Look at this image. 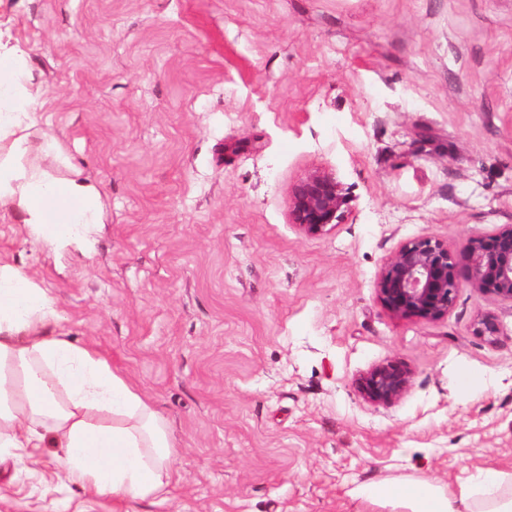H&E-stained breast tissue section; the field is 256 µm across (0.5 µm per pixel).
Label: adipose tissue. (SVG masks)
Returning <instances> with one entry per match:
<instances>
[{"label": "adipose tissue", "instance_id": "adipose-tissue-1", "mask_svg": "<svg viewBox=\"0 0 512 512\" xmlns=\"http://www.w3.org/2000/svg\"><path fill=\"white\" fill-rule=\"evenodd\" d=\"M27 58L0 43V209L17 214L34 241L56 243L73 224L102 221L96 185L28 162L37 98ZM57 231L47 232L49 223ZM53 298L19 270L0 266V451H57L67 480L117 500L165 494L177 457L166 420L91 344L50 330ZM364 497L401 512H512V473L487 469L456 488L377 483Z\"/></svg>", "mask_w": 512, "mask_h": 512}]
</instances>
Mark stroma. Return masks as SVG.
<instances>
[{"label":"stroma","instance_id":"obj_1","mask_svg":"<svg viewBox=\"0 0 512 512\" xmlns=\"http://www.w3.org/2000/svg\"><path fill=\"white\" fill-rule=\"evenodd\" d=\"M0 39L28 52L39 164L104 213L49 245L0 210V264L178 448L167 499L128 502L63 483L55 449L2 456L0 512H394L356 488L512 473V303L464 288L425 322L375 292L407 240L512 224V0H0ZM317 168L348 208L306 237L288 204ZM387 361L412 386L376 406L358 382Z\"/></svg>","mask_w":512,"mask_h":512}]
</instances>
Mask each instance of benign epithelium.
I'll return each mask as SVG.
<instances>
[{"label": "benign epithelium", "mask_w": 512, "mask_h": 512, "mask_svg": "<svg viewBox=\"0 0 512 512\" xmlns=\"http://www.w3.org/2000/svg\"><path fill=\"white\" fill-rule=\"evenodd\" d=\"M346 208L347 197L336 178L314 170L292 188L290 223L302 235L315 237L341 221ZM462 288L512 302L511 224L486 238L466 239L457 255L435 237L410 239L384 260L375 282L378 302L388 314L426 322L447 317ZM411 385L412 372L395 361L374 366L359 381L363 398L377 406L396 403Z\"/></svg>", "instance_id": "7a95c632"}]
</instances>
